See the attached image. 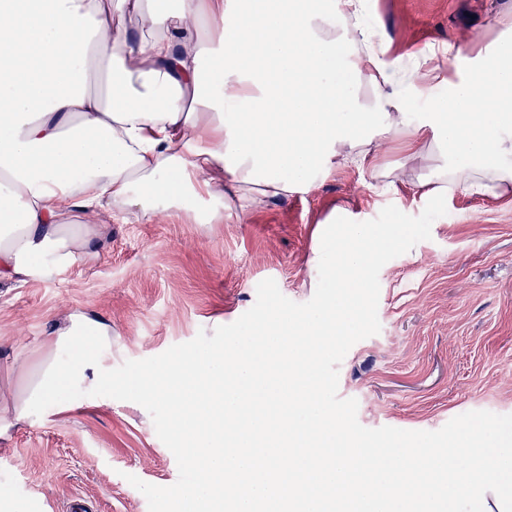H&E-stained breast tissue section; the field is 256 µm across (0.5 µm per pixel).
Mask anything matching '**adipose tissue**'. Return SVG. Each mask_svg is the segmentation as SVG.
Returning a JSON list of instances; mask_svg holds the SVG:
<instances>
[{
  "label": "adipose tissue",
  "mask_w": 512,
  "mask_h": 512,
  "mask_svg": "<svg viewBox=\"0 0 512 512\" xmlns=\"http://www.w3.org/2000/svg\"><path fill=\"white\" fill-rule=\"evenodd\" d=\"M368 0H0V282L70 268L109 202L141 221L158 210L194 222L243 218L311 192L336 168L385 189L512 191V36L470 56L434 91L430 58L406 70L362 21ZM106 87L90 89L95 64ZM407 83L427 100L412 131ZM414 93V94H415ZM407 132L404 163L375 167L379 139ZM84 315L27 390L0 408V432L36 423L56 386L93 376Z\"/></svg>",
  "instance_id": "1"
}]
</instances>
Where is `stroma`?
I'll return each mask as SVG.
<instances>
[{"label":"stroma","mask_w":512,"mask_h":512,"mask_svg":"<svg viewBox=\"0 0 512 512\" xmlns=\"http://www.w3.org/2000/svg\"><path fill=\"white\" fill-rule=\"evenodd\" d=\"M368 8L388 56L405 62L450 44L483 51L512 23V0H369ZM426 203L410 187L383 192L370 172L342 168L313 192L241 221L196 224L162 213L114 222L100 209L86 221L108 231L72 267L0 284V404L49 353L75 359L53 344L69 314L111 328L101 367L153 357L236 321L264 279L292 301L310 300L316 229L334 206L371 220L390 204L416 216ZM446 208L430 239L382 267L381 329L338 367V394L357 400L364 427L435 431L469 411L512 414V193L493 200L457 190ZM130 474L157 486L178 479L172 452L134 402L82 397L0 436V500L68 512L81 496L85 512H148Z\"/></svg>","instance_id":"1"}]
</instances>
